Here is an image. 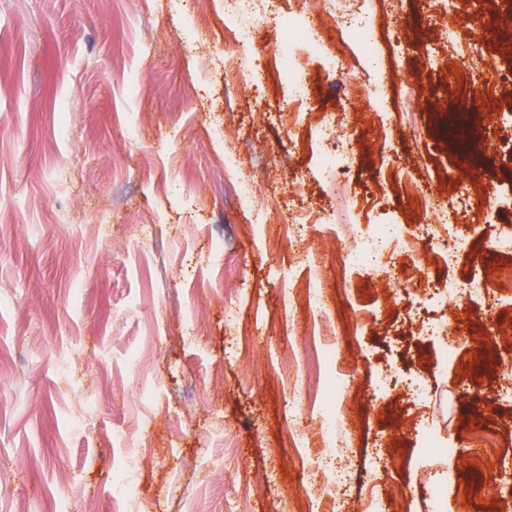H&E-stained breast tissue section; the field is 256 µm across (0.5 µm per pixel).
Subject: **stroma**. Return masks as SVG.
Segmentation results:
<instances>
[{
	"mask_svg": "<svg viewBox=\"0 0 512 512\" xmlns=\"http://www.w3.org/2000/svg\"><path fill=\"white\" fill-rule=\"evenodd\" d=\"M442 4L395 0L376 30L381 56L355 54L349 75L302 53L319 106L362 139L387 134L383 152L329 181L319 128L290 125L284 85L224 84L228 59L274 70V26L227 40L224 0H0V512H52L61 491L72 512H325L328 490L347 512H433L423 488L443 477L445 512H512L497 488L512 462V286L497 272L512 255L494 246L512 209L464 193L471 173H512V129L465 155L460 129L484 131L494 105L431 69L448 52ZM353 75L385 96L356 110ZM228 151L252 170L250 199L232 191ZM396 176L423 197L402 195ZM463 195L455 266L436 247L386 273H344L340 247L356 234L422 233L425 199ZM301 216L310 224L294 225ZM301 245L314 263L299 262ZM475 276L488 299L449 305V361L453 339L417 326L438 314L432 290ZM339 373L351 384L331 480L322 401ZM415 376L418 403L404 395ZM419 420L460 448L456 462L425 450ZM384 442L396 463L376 473ZM133 452L135 504L112 494Z\"/></svg>",
	"mask_w": 512,
	"mask_h": 512,
	"instance_id": "stroma-1",
	"label": "stroma"
}]
</instances>
